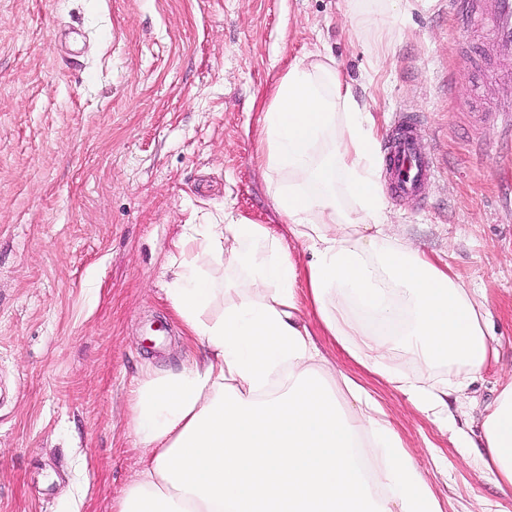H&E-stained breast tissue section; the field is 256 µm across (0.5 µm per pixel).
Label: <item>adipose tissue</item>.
<instances>
[{"label":"adipose tissue","instance_id":"adipose-tissue-1","mask_svg":"<svg viewBox=\"0 0 512 512\" xmlns=\"http://www.w3.org/2000/svg\"><path fill=\"white\" fill-rule=\"evenodd\" d=\"M276 209L311 258L298 270L263 224H192L179 250L200 249L242 276L230 285L200 266L172 267L166 290L188 342L204 359L151 373L131 396L143 467L115 512H441L415 459L367 391L346 381L344 411L303 301L325 335L416 407L450 427L448 399L495 354L490 313L441 257L389 236L379 187V131L335 60L293 63L263 114ZM345 185L359 205L339 202ZM406 343L425 367L458 363L464 376L425 388L387 364ZM476 460L512 494V376L487 406Z\"/></svg>","mask_w":512,"mask_h":512}]
</instances>
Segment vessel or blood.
<instances>
[{
    "label": "vessel or blood",
    "instance_id": "1",
    "mask_svg": "<svg viewBox=\"0 0 512 512\" xmlns=\"http://www.w3.org/2000/svg\"><path fill=\"white\" fill-rule=\"evenodd\" d=\"M448 12L460 35L490 25L493 46L512 54V0H448ZM419 125V114L400 112L385 146L384 168L397 199L421 198L436 173L433 158L420 139Z\"/></svg>",
    "mask_w": 512,
    "mask_h": 512
}]
</instances>
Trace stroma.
<instances>
[{
    "instance_id": "35a3bbf8",
    "label": "stroma",
    "mask_w": 512,
    "mask_h": 512,
    "mask_svg": "<svg viewBox=\"0 0 512 512\" xmlns=\"http://www.w3.org/2000/svg\"><path fill=\"white\" fill-rule=\"evenodd\" d=\"M324 51L380 130L426 115L436 178L424 202L388 199L387 232L487 299L498 358L452 404L479 436L512 372V62L472 71L448 0H412L380 32L347 0H0V512H114L137 477L131 384L204 356L166 294L187 225L226 210L307 264L253 158L278 80ZM303 320L442 512H512L452 430Z\"/></svg>"
}]
</instances>
